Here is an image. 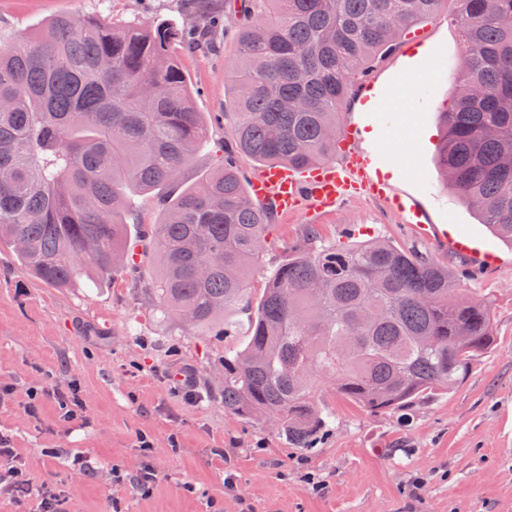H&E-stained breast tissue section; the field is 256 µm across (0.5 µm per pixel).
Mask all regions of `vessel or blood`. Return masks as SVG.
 Masks as SVG:
<instances>
[{
    "label": "vessel or blood",
    "instance_id": "b4317fda",
    "mask_svg": "<svg viewBox=\"0 0 512 512\" xmlns=\"http://www.w3.org/2000/svg\"><path fill=\"white\" fill-rule=\"evenodd\" d=\"M355 139V128H348L343 139V160L336 165L310 170L288 166L262 169L251 180L252 197L271 203L278 214L285 215L305 206L322 212L359 194L384 195V186L371 178L377 158L367 150H352ZM396 206L417 235H428L430 225L420 206L410 200L397 201Z\"/></svg>",
    "mask_w": 512,
    "mask_h": 512
}]
</instances>
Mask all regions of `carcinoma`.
Masks as SVG:
<instances>
[{
    "label": "carcinoma",
    "instance_id": "obj_1",
    "mask_svg": "<svg viewBox=\"0 0 512 512\" xmlns=\"http://www.w3.org/2000/svg\"><path fill=\"white\" fill-rule=\"evenodd\" d=\"M196 0L186 26L61 16L0 44V242L42 282L107 281L130 264L127 192L177 182L207 137L172 47L233 32L224 74L233 144L220 166L164 199L157 275L135 284L164 314L217 336L248 302L271 210L234 154L312 167L336 154V118L357 79L446 0ZM464 45L437 165L481 223L512 241V0H454ZM492 300L382 240L288 255L268 281L245 347L224 356V411L273 416L297 448L327 427L325 378L370 413L449 390L494 343Z\"/></svg>",
    "mask_w": 512,
    "mask_h": 512
}]
</instances>
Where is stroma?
I'll list each match as a JSON object with an SVG mask.
<instances>
[{
	"mask_svg": "<svg viewBox=\"0 0 512 512\" xmlns=\"http://www.w3.org/2000/svg\"><path fill=\"white\" fill-rule=\"evenodd\" d=\"M455 9L448 0L417 27V51L433 65L426 80L401 72L397 51L377 66L390 98L410 95L412 82H419L411 116L382 126L353 96L338 122L342 131L358 126L359 148L385 146L386 165L403 171L389 185L427 211L428 236L413 234L390 204L371 196L325 212L273 216L249 275V306L237 310L229 336L178 325L157 311L134 288V268L105 284L54 288L0 243V383L15 389L0 401V434L10 437L34 490L22 501L0 491V512H34L37 492L47 485L67 490V512H112L116 502L122 512H209L213 499L222 512H512V246L480 224L437 166L438 115L452 102L464 52L450 21ZM60 16L180 25L187 14L183 0H0V41ZM177 53L195 109L206 119L207 142L182 170L176 193L215 168L231 138L224 70L235 46L227 38L212 50L181 47ZM310 224L319 230L320 248L381 238L427 255L471 296L492 298L497 326L493 348L458 386L397 412H366L319 382L320 400L334 420L314 447L296 448L272 422L225 413L222 362L225 352L245 346L252 308L289 249L304 246ZM458 238L476 253L491 251L494 261L475 262L449 249L448 240ZM188 373L198 394L193 402L181 393L179 378ZM73 382L80 385L85 420L60 422L51 402L38 416L28 414L29 389ZM142 433L154 442L147 459L137 446ZM78 453L91 471L73 466ZM146 461L157 473L150 495L113 479V469L133 476ZM228 476L233 486H225ZM187 482L195 493L184 491Z\"/></svg>",
	"mask_w": 512,
	"mask_h": 512,
	"instance_id": "1",
	"label": "stroma"
}]
</instances>
